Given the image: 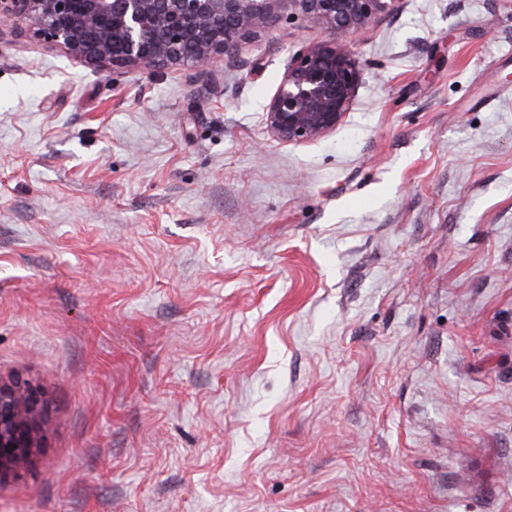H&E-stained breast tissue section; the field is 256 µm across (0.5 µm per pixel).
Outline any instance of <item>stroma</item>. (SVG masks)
I'll use <instances>...</instances> for the list:
<instances>
[{
	"instance_id": "1",
	"label": "stroma",
	"mask_w": 512,
	"mask_h": 512,
	"mask_svg": "<svg viewBox=\"0 0 512 512\" xmlns=\"http://www.w3.org/2000/svg\"><path fill=\"white\" fill-rule=\"evenodd\" d=\"M322 32L112 73L0 35V512H512V0H406L344 123L262 121ZM42 403L31 385L0 381V478L18 475L39 448Z\"/></svg>"
}]
</instances>
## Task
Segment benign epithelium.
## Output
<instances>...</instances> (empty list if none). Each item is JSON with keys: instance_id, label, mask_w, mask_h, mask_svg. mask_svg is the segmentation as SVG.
Here are the masks:
<instances>
[{"instance_id": "1", "label": "benign epithelium", "mask_w": 512, "mask_h": 512, "mask_svg": "<svg viewBox=\"0 0 512 512\" xmlns=\"http://www.w3.org/2000/svg\"><path fill=\"white\" fill-rule=\"evenodd\" d=\"M403 0H0V28L28 30L73 59L114 73L232 60L284 10L324 39L295 57L265 105L271 137L318 140L343 123L361 84L352 39ZM42 396L0 382V478L17 475L40 447Z\"/></svg>"}]
</instances>
